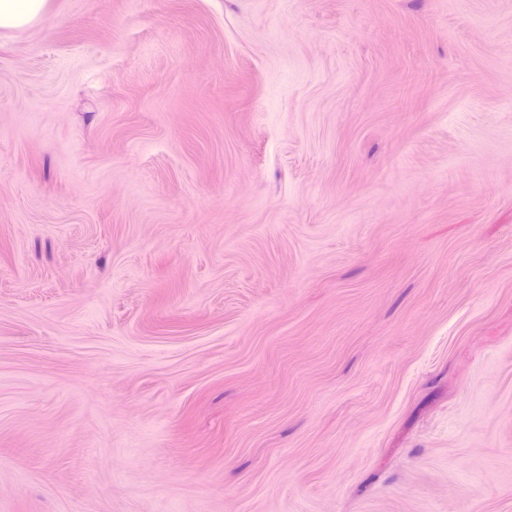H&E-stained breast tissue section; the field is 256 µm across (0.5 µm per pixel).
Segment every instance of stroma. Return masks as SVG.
Segmentation results:
<instances>
[{"label":"stroma","instance_id":"obj_1","mask_svg":"<svg viewBox=\"0 0 512 512\" xmlns=\"http://www.w3.org/2000/svg\"><path fill=\"white\" fill-rule=\"evenodd\" d=\"M0 512H512V0L0 30Z\"/></svg>","mask_w":512,"mask_h":512}]
</instances>
